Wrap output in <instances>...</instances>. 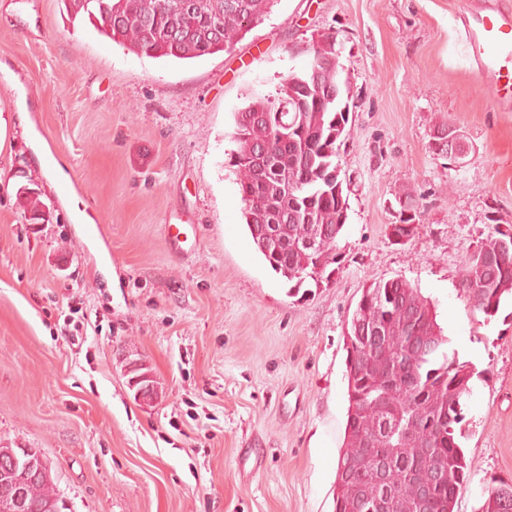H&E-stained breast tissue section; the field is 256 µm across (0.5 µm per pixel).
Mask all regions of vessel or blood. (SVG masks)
<instances>
[{"mask_svg": "<svg viewBox=\"0 0 512 512\" xmlns=\"http://www.w3.org/2000/svg\"><path fill=\"white\" fill-rule=\"evenodd\" d=\"M462 40L474 73L495 104L512 102V11L464 9Z\"/></svg>", "mask_w": 512, "mask_h": 512, "instance_id": "vessel-or-blood-1", "label": "vessel or blood"}]
</instances>
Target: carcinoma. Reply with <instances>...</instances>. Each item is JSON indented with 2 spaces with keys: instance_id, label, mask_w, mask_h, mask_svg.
I'll return each instance as SVG.
<instances>
[{
  "instance_id": "carcinoma-1",
  "label": "carcinoma",
  "mask_w": 512,
  "mask_h": 512,
  "mask_svg": "<svg viewBox=\"0 0 512 512\" xmlns=\"http://www.w3.org/2000/svg\"><path fill=\"white\" fill-rule=\"evenodd\" d=\"M72 18L130 50L155 58L193 59L229 50L262 22L275 0H65ZM314 66L293 72L273 98H257L234 116L230 154L243 217L258 254L299 289L319 285L341 264L338 240L348 199L338 189V144L349 130L341 47L328 33L312 43ZM394 233L408 239L419 204L397 200ZM28 220L43 219V203L26 192ZM474 307L488 317L512 299V232L494 230L467 251L460 279ZM448 337L430 301L400 278L363 289L345 334L347 419L337 464L334 512H368L387 491L386 512H419L421 485L431 488V512H455L470 483L456 428L477 375L475 365L448 353ZM503 487L482 490L477 512H506ZM24 512L62 505L51 480L25 483Z\"/></svg>"
}]
</instances>
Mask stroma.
<instances>
[{
  "label": "stroma",
  "mask_w": 512,
  "mask_h": 512,
  "mask_svg": "<svg viewBox=\"0 0 512 512\" xmlns=\"http://www.w3.org/2000/svg\"><path fill=\"white\" fill-rule=\"evenodd\" d=\"M461 6L275 0L230 51L180 60L134 53L63 0H0V66L19 80L0 77V447L39 450L65 512H333L347 321L392 278L478 371L458 512L512 485V303L490 318L459 286L467 249L512 230V108L472 71ZM324 32L350 86L348 220L340 268L293 290L256 252L228 160L235 112L276 95ZM23 96L69 192L40 172ZM448 124L470 146L459 167L432 147ZM405 193L421 217L399 245ZM130 359L154 401L129 388Z\"/></svg>",
  "instance_id": "35a3bbf8"
}]
</instances>
